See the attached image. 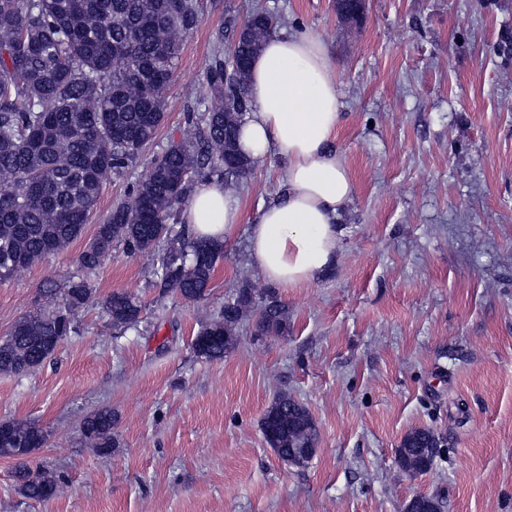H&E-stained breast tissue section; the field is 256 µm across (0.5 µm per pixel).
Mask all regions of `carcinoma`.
Wrapping results in <instances>:
<instances>
[{"label":"carcinoma","instance_id":"obj_1","mask_svg":"<svg viewBox=\"0 0 512 512\" xmlns=\"http://www.w3.org/2000/svg\"><path fill=\"white\" fill-rule=\"evenodd\" d=\"M363 0H336L344 22H356ZM196 0H0V281L63 251L82 237L105 178L122 175L156 137L165 117L164 93L175 71L183 39L197 26ZM275 26L254 9L242 24L236 48L217 37L202 75V93L214 108L184 113L183 140L149 163L128 198L113 205L79 255L85 275L60 283L50 279L41 294L45 309L17 321L0 337V373L23 375L41 368L76 332L75 314L94 299L90 275L122 245L130 253L158 257L154 287L187 301L202 299L224 248L197 240L180 222L194 185L218 179L237 188L255 161L238 149L237 134L253 111L249 67ZM113 328L141 322L142 305L127 291L103 301ZM254 319L255 335L288 334V308L273 288L246 284L233 303L202 325L192 347L220 361L237 344L240 323ZM116 415L103 407L87 414L85 441L108 454L116 447ZM267 445L292 464L317 448L318 429L308 411L284 391L261 422ZM47 441L34 422H0V457L22 459ZM435 431L417 428L399 448L401 468L429 471L439 452ZM21 496L46 501L58 480L25 466L14 472Z\"/></svg>","mask_w":512,"mask_h":512}]
</instances>
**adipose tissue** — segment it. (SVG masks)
Returning <instances> with one entry per match:
<instances>
[{"label": "adipose tissue", "instance_id": "adipose-tissue-1", "mask_svg": "<svg viewBox=\"0 0 512 512\" xmlns=\"http://www.w3.org/2000/svg\"><path fill=\"white\" fill-rule=\"evenodd\" d=\"M248 89L254 110L240 127L242 152L259 160L274 151L287 163L282 190L249 226L251 265L273 287L298 288L335 267L338 219L354 195L335 146L342 91L325 41L309 31L271 33ZM181 218L193 237L221 244L242 213L220 182L204 180Z\"/></svg>", "mask_w": 512, "mask_h": 512}]
</instances>
